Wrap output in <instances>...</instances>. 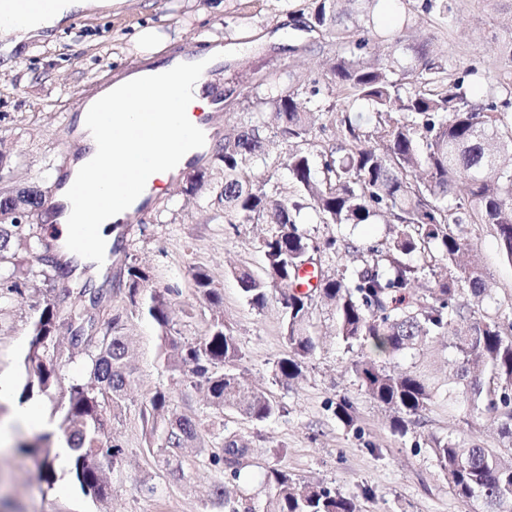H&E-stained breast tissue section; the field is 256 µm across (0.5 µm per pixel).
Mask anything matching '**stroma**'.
Wrapping results in <instances>:
<instances>
[{"instance_id":"35a3bbf8","label":"stroma","mask_w":512,"mask_h":512,"mask_svg":"<svg viewBox=\"0 0 512 512\" xmlns=\"http://www.w3.org/2000/svg\"><path fill=\"white\" fill-rule=\"evenodd\" d=\"M456 23L446 27L435 14L415 10L409 29H402L400 0H383L378 17L382 29L401 28L409 44L432 41L446 59L444 77L457 79L468 65L497 74L512 67L500 52L505 23L512 17V0H451ZM307 0H122L106 8L78 11L77 22L56 29L48 40L32 39L0 57V152L12 170L17 188L36 186L50 193L63 155L71 148L77 103L86 101L116 75L135 68L140 58L132 38L138 28L151 26L164 33L167 50L185 53L215 44L224 47V65L217 85L224 93L222 132L249 123L257 93L255 72L286 70L301 91L321 79L333 56L334 39L307 35L303 14ZM288 146L268 136L264 162L254 167L256 184L294 195L288 172L278 164ZM197 170L206 175L201 191L187 193L192 170L155 196L132 224L121 242L126 253L156 276L158 286H172L174 323L181 336L194 341L205 332L209 310L194 295L191 272L208 271L224 294V320L244 357L240 371L284 408L281 416L253 422L228 411L215 419L201 389L173 379L160 357V341L150 321L132 314L117 279H106L110 292L96 316L122 315L131 346L134 383L126 408L112 424V436L123 450L122 460L110 471L112 493L100 502L85 495L69 477L64 461H56L58 480L53 488L39 482L29 459L18 452L19 443L31 440L32 431L15 435L16 445L0 450V512H229L230 505L261 502L271 489L265 475L276 468L300 483L319 481L342 494L354 496L362 512H477L448 490L445 476L430 452L431 437L447 436L459 428L458 412L447 405L433 407L423 423L409 425L405 435L392 433L391 412L365 393L349 365L360 347L348 348L334 335L331 310L314 299L310 330L318 346L299 379L276 380L277 362L288 354L287 315L277 295L257 308L243 296L234 270L265 272L263 224H228L219 195L223 164L208 152ZM304 231L317 242L347 237L368 246L385 239L384 221L355 227L318 223L306 213ZM474 252L493 288L492 302L512 304V263L502 255L495 238L481 232ZM45 283L33 279L15 295L0 316V372L13 380L11 395L0 405L11 411L26 379L21 358L28 342V325ZM448 350L430 343L393 359L400 370L423 369L436 380L448 376ZM167 390L172 408L197 419L199 437L182 451L180 476H171L161 458L147 453L140 407L156 389ZM348 397L356 420L345 425L334 413L340 397ZM232 433L249 452L238 479H231L211 453L221 447V436ZM224 486L229 503L212 496ZM374 498L363 499L364 487Z\"/></svg>"}]
</instances>
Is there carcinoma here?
<instances>
[{"label":"carcinoma","instance_id":"1","mask_svg":"<svg viewBox=\"0 0 512 512\" xmlns=\"http://www.w3.org/2000/svg\"><path fill=\"white\" fill-rule=\"evenodd\" d=\"M379 0H312L306 28L336 39L338 49L325 73L327 93L313 81L309 97L290 85L291 73L270 72L263 79L268 96L253 102L250 124L224 135L219 160L224 165V221L263 222L265 274L247 270L234 274L242 293L260 308L271 290L288 316V357L277 363L284 381L302 375L316 342L309 331L310 309L319 297L333 308L336 337L351 348H370L389 358L437 339L448 337V384L428 375L396 373L365 355L350 363V371L365 392L393 412L391 430L407 432V422L419 420L439 396L448 408L466 406L463 422L487 416L498 424L509 454L486 448L478 441L448 433L434 437L430 453L446 476L450 492L465 503L479 502L483 512H512V309L500 307L477 318L467 297L490 298L483 269L472 259V227L484 226L495 237L502 255L512 263V169L498 163L502 152L512 153V71L487 74L491 101L469 100L464 81L444 82L445 68L431 43L411 46L400 33L375 30ZM422 10L434 11L452 25L448 0H424ZM336 95L342 107L329 103ZM288 143L281 165L299 188V200L288 201L265 185L252 183L251 170L265 155L268 122ZM336 113L344 146L319 153L306 148L316 123ZM372 130L365 131L366 126ZM43 206L36 187L0 189V312L31 276L50 282L60 276L61 263L33 224L20 217ZM315 211L321 224H371L379 217L393 224L391 234L376 245L357 247L360 263L336 277L322 275L315 290L298 286L300 271L313 252L338 253L337 240L314 242L301 228V212ZM36 258L28 264L16 256L15 243ZM125 297L132 312L158 330L164 364L172 376L201 385L217 415L235 411L264 422L284 408L251 384L237 366L243 354L224 322L223 294L206 270H192L194 291L210 310L204 336L189 342L175 330L172 296L175 288H157L154 276L125 255ZM434 275V284L418 286L419 274ZM103 289L82 287L63 298L45 289L29 325L23 364L28 379L20 400L48 399L61 411L58 429L44 431L18 446L34 459L38 479L53 488V451L63 447L69 472L83 493L107 500L111 479L99 462L116 464L122 455L110 440L104 415L118 420L125 408L132 370L121 315L101 322L94 310ZM82 357L83 377L64 381V363ZM336 417L354 422V408L343 397ZM147 450L162 457L170 473L182 471L181 450L197 437L194 418L170 409V396L155 391L141 409ZM248 453L234 435L222 438L219 453L232 476ZM272 489L264 504L248 503L242 512H359L353 497L324 483L296 482L288 473L266 474Z\"/></svg>","mask_w":512,"mask_h":512}]
</instances>
